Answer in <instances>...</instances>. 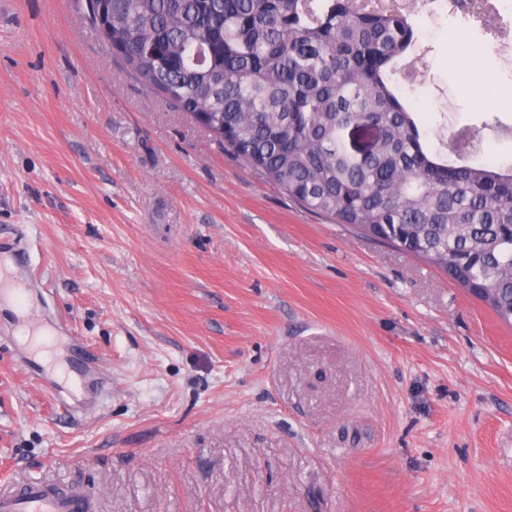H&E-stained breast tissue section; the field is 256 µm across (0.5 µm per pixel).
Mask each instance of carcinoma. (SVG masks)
Listing matches in <instances>:
<instances>
[{"mask_svg": "<svg viewBox=\"0 0 512 512\" xmlns=\"http://www.w3.org/2000/svg\"><path fill=\"white\" fill-rule=\"evenodd\" d=\"M147 92L301 207L442 270L512 326V168L452 164L421 142L391 75L409 16L354 0H81ZM382 131L354 152L349 130Z\"/></svg>", "mask_w": 512, "mask_h": 512, "instance_id": "carcinoma-1", "label": "carcinoma"}]
</instances>
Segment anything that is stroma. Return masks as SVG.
Wrapping results in <instances>:
<instances>
[{"instance_id":"1","label":"stroma","mask_w":512,"mask_h":512,"mask_svg":"<svg viewBox=\"0 0 512 512\" xmlns=\"http://www.w3.org/2000/svg\"><path fill=\"white\" fill-rule=\"evenodd\" d=\"M396 95L430 149L512 165V43L412 17ZM492 82H484L482 72ZM0 485L94 512H512V328L332 224L134 81L79 0H0Z\"/></svg>"}]
</instances>
